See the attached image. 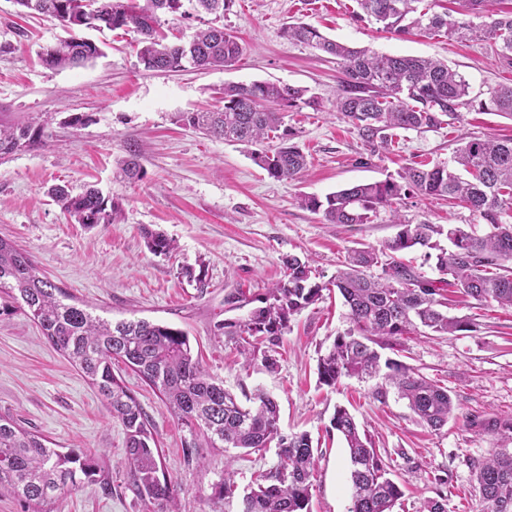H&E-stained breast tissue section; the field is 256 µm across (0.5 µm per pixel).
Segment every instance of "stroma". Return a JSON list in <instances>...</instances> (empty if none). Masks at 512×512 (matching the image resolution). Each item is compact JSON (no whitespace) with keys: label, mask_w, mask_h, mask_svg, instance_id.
I'll list each match as a JSON object with an SVG mask.
<instances>
[{"label":"stroma","mask_w":512,"mask_h":512,"mask_svg":"<svg viewBox=\"0 0 512 512\" xmlns=\"http://www.w3.org/2000/svg\"><path fill=\"white\" fill-rule=\"evenodd\" d=\"M356 0H235L224 16L243 53L225 70L156 72L136 56L134 34L89 31L103 56L85 65L52 70L41 51L66 31L39 15H19L0 0V119L55 118L52 136L39 149L0 160V237L26 250L73 303H92L97 315L116 321L145 318L187 332L195 354L216 382L238 398L264 392L280 406L283 435L306 433L317 467L310 512H348L350 460L331 429L337 407L347 408L371 437L404 492L394 512H421L425 500L446 499L447 512H485L475 489L473 464L487 456V437L464 427L471 412L512 415V308H481L454 297L448 314L468 320L469 330L401 339L381 355L447 387L459 419L435 431L400 399L384 375L345 377L321 385L318 362L336 336L351 326L338 293L294 314L271 356L245 364L242 339L224 335L221 323L246 319L267 289L283 277L282 259L307 260L317 281L332 279L348 253L382 247L400 224L388 212L367 224H328L302 208L299 196L325 197L345 186L379 181L412 162L448 161L456 137L512 136V120L463 111V119L426 132L403 131L390 150L371 152L336 111L339 67L322 52L288 42V24H313L355 48L392 55L436 58L463 74L472 93L512 84V67L485 43L460 45L440 33L413 30L396 37L355 20ZM280 81L308 87L319 107L291 109L284 123L298 134L309 168L298 179L277 181L248 149L176 122L179 113L213 107L225 84ZM82 114L81 128L67 125ZM142 151L143 178L124 181L117 162L129 146ZM80 193L94 186L120 207L118 219L87 229L49 196L51 186ZM400 223H475L463 207L409 197ZM173 239L167 254L151 253L144 229ZM237 295L228 303V295ZM148 415L161 449V471L176 482L188 512H239L257 477L279 461L276 447L243 452L191 447L188 428L163 407L157 391L123 363L113 364ZM0 417L41 436L48 447L92 450L99 472L78 477L51 504V512H147L132 490L125 434L106 404L78 370L42 336L34 322L0 299ZM237 486L233 498L220 489L225 468Z\"/></svg>","instance_id":"35a3bbf8"}]
</instances>
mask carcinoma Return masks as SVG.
<instances>
[{"mask_svg":"<svg viewBox=\"0 0 512 512\" xmlns=\"http://www.w3.org/2000/svg\"><path fill=\"white\" fill-rule=\"evenodd\" d=\"M99 2L13 0L18 13L39 14L71 30L69 39L41 55L52 69L78 67L99 57L100 46L82 35L96 26L136 34L138 56L148 70L175 72L187 58L198 70L227 68L242 53L237 37L221 23L235 0H187L201 27L186 41H169L162 32L164 17L186 16L180 0H112V12L95 16ZM421 2L357 0L355 19L375 23L395 36L419 26L442 32L451 41L484 42L512 66V11L493 12L491 0H458L462 18L450 20L430 6L418 9ZM283 35L337 60L343 94L336 99V110L372 149H387L397 129L429 131L448 125L460 119L463 108L512 119V85L491 87L484 97H472L466 78L437 59L358 50L308 23L290 24ZM314 105L316 100L302 86L232 83L224 85L220 106L183 113L179 121L224 141L261 145L278 140L275 148L254 150L251 157L269 177L295 180L306 171L308 161L295 141L296 133L283 125V112ZM51 125L48 115L25 123H0V159L42 144L52 137ZM139 156V151L130 149L122 160L121 170L132 182L142 177ZM48 194L75 223L88 228L114 223L119 212V205L93 186L73 194L56 185ZM410 194L463 206L484 221L487 231L478 234L457 225L445 228L424 221L403 224L396 205ZM299 203L322 213L329 224H365L379 211L388 210L400 230L380 249L352 250L327 283L312 281L308 262L286 257L284 278L268 289L247 319L224 323V335L253 338L252 349L243 351L249 364L260 346L284 334L292 315L313 304L332 285L349 310L352 328L336 336L320 359L319 382L334 387L344 377L372 376L384 366L388 369L385 379L413 413L431 429H442L457 411L448 389L398 361L381 360L375 345L381 338L391 349L409 330L419 327L436 334L468 328L467 321L448 316L444 292L449 288L481 304L495 302L512 308V138L462 136L446 164L411 165L382 181L352 184L322 199L303 195ZM442 235L448 239L446 250L433 242ZM145 238L155 254L175 248L160 232L147 230ZM416 245L440 249L436 255L440 277L421 275L397 258ZM378 264L382 275L375 277L370 270ZM2 289L103 397L125 433L132 487L155 512H182L178 487L160 480L156 434L137 399L112 372L113 360L121 359L158 390L166 410L193 433L192 448H264L279 435L276 401L257 393L253 406H243L207 374L183 330L147 319L109 322L63 302L65 293L40 274L31 255L0 237ZM464 425L492 441L488 456L474 464L486 512H512V418L475 412L464 416ZM331 427L348 449L349 512H393L403 491L388 477L386 465L355 418L338 407ZM278 457L277 466L262 475V484L244 495L241 512H309L316 466L310 437H289L288 447L278 449ZM97 468L94 454L59 452L16 421L0 418V494L18 497L32 512H43L56 495L75 485L77 473L90 476Z\"/></svg>","mask_w":512,"mask_h":512,"instance_id":"cac0c4a2","label":"carcinoma"}]
</instances>
